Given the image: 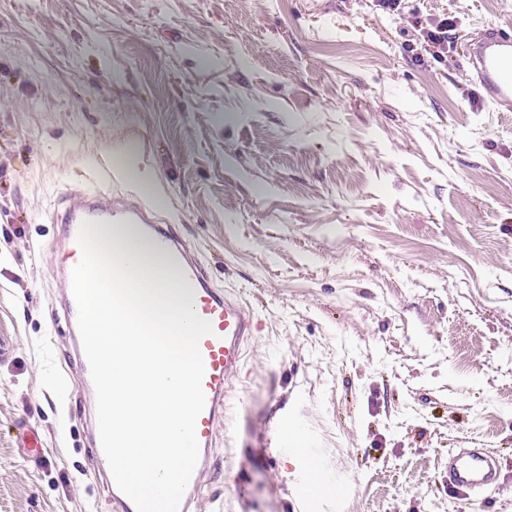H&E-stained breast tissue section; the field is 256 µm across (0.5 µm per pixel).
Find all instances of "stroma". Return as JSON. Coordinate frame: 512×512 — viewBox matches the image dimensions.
<instances>
[{
  "label": "stroma",
  "mask_w": 512,
  "mask_h": 512,
  "mask_svg": "<svg viewBox=\"0 0 512 512\" xmlns=\"http://www.w3.org/2000/svg\"><path fill=\"white\" fill-rule=\"evenodd\" d=\"M446 16L422 57L416 20ZM489 25L512 0H0V512H112L51 313L46 214L93 187L258 321L199 512H512V112L462 57ZM460 448L495 457L489 491L449 486ZM455 26L453 19L444 17L430 23L428 28L417 29L420 30V36L422 37L421 47L423 50L434 58L448 53L449 32L453 31ZM308 464L313 479L314 492L322 497L336 498V508H341L343 499L342 486L338 482H332L324 477L321 463L315 457L310 458Z\"/></svg>",
  "instance_id": "1"
}]
</instances>
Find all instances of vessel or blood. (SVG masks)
I'll return each instance as SVG.
<instances>
[{
  "label": "vessel or blood",
  "instance_id": "b4317fda",
  "mask_svg": "<svg viewBox=\"0 0 512 512\" xmlns=\"http://www.w3.org/2000/svg\"><path fill=\"white\" fill-rule=\"evenodd\" d=\"M464 49L472 78L494 111L512 112V31L487 27L467 39ZM50 219L63 227L61 279L70 280L74 266L82 259L78 234L84 222L136 224L170 257L180 271L186 298L193 300L197 314L212 325V334L199 343L206 397L196 423L199 459L179 507V512H196L200 489L215 464L216 429L224 418L230 383L240 372L246 348L255 335V315L235 296L213 288L208 269L195 250L174 228L151 217L140 205L108 191L79 190L63 194ZM495 477L493 463L481 452L464 451L448 458V483L454 488L477 492Z\"/></svg>",
  "mask_w": 512,
  "mask_h": 512
}]
</instances>
